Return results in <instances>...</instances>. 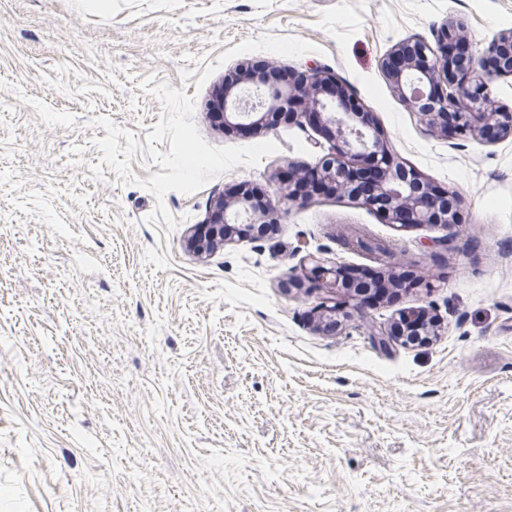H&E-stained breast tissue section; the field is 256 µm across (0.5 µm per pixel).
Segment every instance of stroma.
<instances>
[{"label":"stroma","mask_w":512,"mask_h":512,"mask_svg":"<svg viewBox=\"0 0 512 512\" xmlns=\"http://www.w3.org/2000/svg\"><path fill=\"white\" fill-rule=\"evenodd\" d=\"M449 20L480 51L512 30V0H0V512H512V137L430 130L380 67ZM265 35L316 49L231 55ZM258 61L335 72L463 226L400 229L320 195L274 233L187 251L214 197L276 196L278 171L323 153L320 127L214 126V87ZM148 77L194 97L210 145L278 146L167 193L172 229L147 221L143 152L139 184L90 170L93 118L142 142L162 117ZM318 252L417 286L317 333L321 291L286 283ZM417 307L438 336L371 343Z\"/></svg>","instance_id":"35a3bbf8"}]
</instances>
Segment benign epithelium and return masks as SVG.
<instances>
[{
    "label": "benign epithelium",
    "mask_w": 512,
    "mask_h": 512,
    "mask_svg": "<svg viewBox=\"0 0 512 512\" xmlns=\"http://www.w3.org/2000/svg\"><path fill=\"white\" fill-rule=\"evenodd\" d=\"M485 70V76L465 85L446 56L437 55L421 40L394 46L384 57L382 68L390 85L404 105L418 113L432 129L471 134L494 143L512 136V113L504 112L489 91V77L512 76V31L493 38L485 52L470 57V70ZM251 67L241 64L235 72L238 82L218 85L207 111L220 127L234 128L245 135H258L271 128L268 116L288 108V122L323 125L333 134L325 153L312 165H288L277 179L282 200L303 204L314 198L295 190L292 175L306 172L318 183L333 188L339 197L379 212L398 228L438 224L445 228L462 223L459 204L449 191H437L409 167L390 147L382 131L361 111L351 107L350 94L331 72L322 68L288 70L286 83H250ZM453 123H448V117ZM251 186L243 184L230 198L221 195L209 206L208 216L195 225L187 238L188 248L198 256L209 254L233 240L238 225L248 224L259 234L268 233L279 222V209L273 202L263 208L254 204ZM320 273L321 288L330 298L316 309V329L334 333L352 318L345 305L336 302L340 294H353L360 305L367 303L368 289L343 278L342 268L325 266L323 259L311 258ZM437 334L436 325L426 320L416 336L402 333L398 323L379 333L375 340L387 349L393 343L404 346L420 343Z\"/></svg>",
    "instance_id": "benign-epithelium-1"
}]
</instances>
